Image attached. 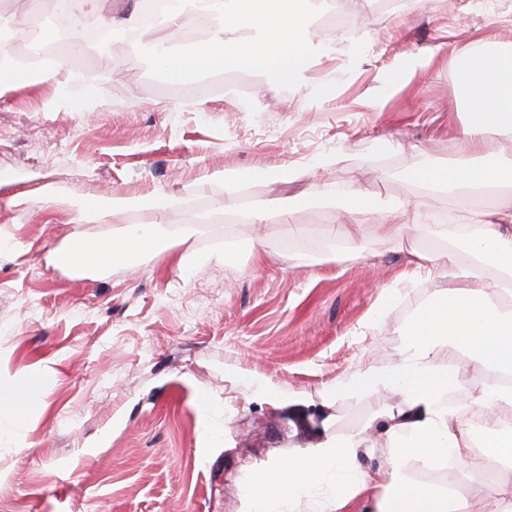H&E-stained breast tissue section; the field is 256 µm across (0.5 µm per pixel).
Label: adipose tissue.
I'll return each instance as SVG.
<instances>
[{
    "label": "adipose tissue",
    "instance_id": "ef3b65f1",
    "mask_svg": "<svg viewBox=\"0 0 512 512\" xmlns=\"http://www.w3.org/2000/svg\"><path fill=\"white\" fill-rule=\"evenodd\" d=\"M457 84L472 115L460 136L464 157L443 167L419 166L405 175L421 190L418 202L405 206V221L388 227L395 250L406 253L418 271L436 288L405 327L406 340L394 366L358 370L353 387L372 399L375 409L358 432L340 438L330 434L335 421L333 391H325L321 425L326 434L314 447L253 472L241 512H277L279 505L312 498L323 479H332L338 493L332 512H346L358 494H372L376 512H470L484 489L476 474L503 459H512V387L499 384L512 377V157L504 155L498 139L512 133V49L466 48L458 51ZM63 66L41 68L27 79L22 68L0 58V89L18 85L48 86L45 105L68 111ZM448 194L454 214L439 220L432 198ZM335 207L342 216L324 229L332 247L361 254L365 245L348 240L346 219L365 223L382 217L386 208L356 181L330 182L312 176L303 199L271 197L242 207L227 196L215 208L239 217L244 224L292 223L299 202ZM179 203L171 192L155 191L138 199L153 219L124 224L111 235L97 227L111 224V206L86 202L76 218L79 231L50 255L53 267L104 269L136 261L145 255H171L194 231L173 224L168 213ZM441 243L442 260L421 249L407 248L409 231ZM479 365L478 379L486 380L478 395L453 396L446 365L458 354ZM485 430L476 442L475 427ZM380 431L387 450L384 463L366 471L359 459L374 443L369 434ZM456 464L461 479L443 487L418 479L419 470L439 471Z\"/></svg>",
    "mask_w": 512,
    "mask_h": 512
}]
</instances>
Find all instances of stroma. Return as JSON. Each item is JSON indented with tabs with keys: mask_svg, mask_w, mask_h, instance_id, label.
<instances>
[{
	"mask_svg": "<svg viewBox=\"0 0 512 512\" xmlns=\"http://www.w3.org/2000/svg\"><path fill=\"white\" fill-rule=\"evenodd\" d=\"M314 22L319 51L305 82L282 89L261 73L166 83L138 72L121 39L64 60L74 112L48 89L0 96V380L51 367L17 430L0 410V512H240L250 469L322 436L323 391L337 393L332 434L363 427L369 398L349 387L361 366L391 367L400 328L434 283L412 275L378 224H352L365 256L332 258L318 235L336 214L297 208L310 230L260 229L278 251L251 253L253 229L224 248L216 200L298 197L307 180L238 186L245 170L323 166L353 174L392 203L419 195L403 173L455 162L470 119L454 50L512 45V0H330ZM174 191L170 215L199 231L177 265L145 257L80 276L48 265L87 198L127 201L113 225L144 224L130 199ZM104 226L103 234L112 227ZM264 377L297 415L245 401L235 382ZM207 392L217 436L202 447L197 398Z\"/></svg>",
	"mask_w": 512,
	"mask_h": 512,
	"instance_id": "1",
	"label": "stroma"
}]
</instances>
